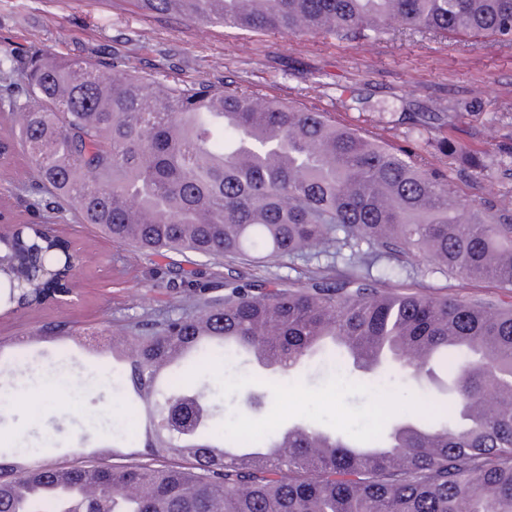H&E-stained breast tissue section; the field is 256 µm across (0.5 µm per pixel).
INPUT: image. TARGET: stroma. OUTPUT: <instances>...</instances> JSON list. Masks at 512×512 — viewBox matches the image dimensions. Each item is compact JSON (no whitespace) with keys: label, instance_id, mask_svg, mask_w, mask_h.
I'll list each match as a JSON object with an SVG mask.
<instances>
[{"label":"stroma","instance_id":"1","mask_svg":"<svg viewBox=\"0 0 512 512\" xmlns=\"http://www.w3.org/2000/svg\"><path fill=\"white\" fill-rule=\"evenodd\" d=\"M0 46L45 47L99 64L124 59L170 82L234 80L263 95L335 113L395 144L403 143L404 128L392 125L394 114L445 112L461 103L465 109L452 135L466 148L490 155V174L461 178L459 163L437 151L433 165L468 198L512 201V156L505 153L512 145L511 45L468 46L411 32L356 39L257 35L190 26L175 17L158 20L109 0H0ZM28 182L22 157L0 166V184L9 188L0 207L21 220L30 217L23 190ZM53 229L82 255L73 284L78 301L0 312L5 354H12L18 338L46 324L102 329L158 320L171 309L166 271L176 255L142 253L69 219L54 222ZM23 367L21 378L0 377V448H38L66 463L111 445L113 432L135 439V419L112 387L111 359L45 341L27 353ZM200 379L209 387L215 425L230 437L247 432L257 446L273 426L302 421L364 444L370 425L387 432L423 398L448 402L447 392L409 376L398 377L392 391L381 395L370 390L369 377L348 378L324 362L303 371L265 412L254 414L242 404L246 377L240 366ZM20 384L27 397L16 402L10 390Z\"/></svg>","mask_w":512,"mask_h":512}]
</instances>
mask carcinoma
Listing matches in <instances>:
<instances>
[{
    "mask_svg": "<svg viewBox=\"0 0 512 512\" xmlns=\"http://www.w3.org/2000/svg\"><path fill=\"white\" fill-rule=\"evenodd\" d=\"M156 19L254 34L425 32L512 43V0H124ZM0 161L22 156L42 219L71 216L112 241L189 268L168 271L186 307L159 322L92 332L121 351L115 376L137 439L112 455L61 465L0 453V512H512V304L434 294L427 279L512 288V203L479 205L452 188L421 150L340 123L330 112L228 82L168 84L124 61L109 70L48 49H0ZM473 177L483 156L463 152L451 116L403 112L406 137L430 143ZM34 221L5 249L57 256ZM301 257L303 279L254 280V262ZM224 266L223 292L200 259ZM412 287L384 283L401 274ZM49 301L32 282L0 305ZM42 339L76 340L57 324ZM343 366L415 378L437 366L455 384L446 407L426 402L385 445L358 448L306 425L267 457L229 454L205 390L174 368H210L224 353L269 354L282 378L320 348ZM277 382L251 383L261 411ZM202 408L173 436L171 402Z\"/></svg>",
    "mask_w": 512,
    "mask_h": 512,
    "instance_id": "obj_1",
    "label": "carcinoma"
}]
</instances>
